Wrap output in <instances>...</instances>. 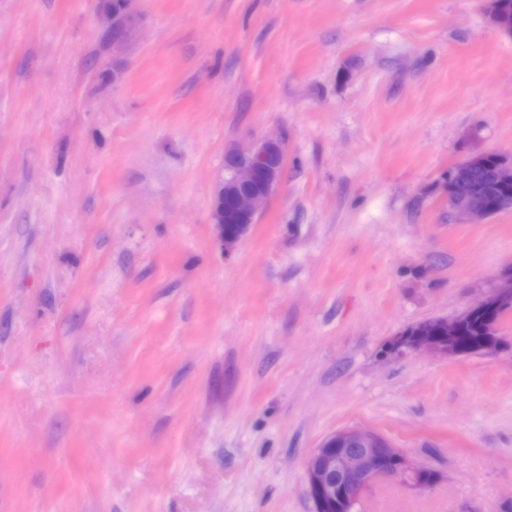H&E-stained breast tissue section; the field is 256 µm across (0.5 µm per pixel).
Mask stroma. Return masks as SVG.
<instances>
[{"instance_id": "35a3bbf8", "label": "stroma", "mask_w": 512, "mask_h": 512, "mask_svg": "<svg viewBox=\"0 0 512 512\" xmlns=\"http://www.w3.org/2000/svg\"><path fill=\"white\" fill-rule=\"evenodd\" d=\"M0 0V512H312L337 430L440 482L359 512H512L497 354L380 361L512 267V210L442 188L512 156V35L479 0ZM283 180L231 255L224 151Z\"/></svg>"}]
</instances>
